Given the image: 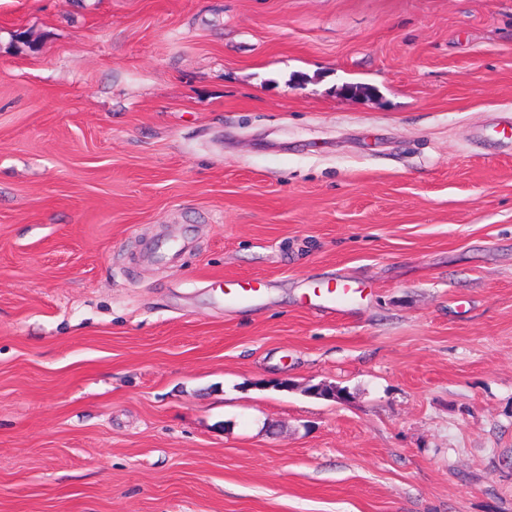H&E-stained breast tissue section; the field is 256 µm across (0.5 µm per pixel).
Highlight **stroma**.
Instances as JSON below:
<instances>
[{"instance_id":"stroma-1","label":"stroma","mask_w":512,"mask_h":512,"mask_svg":"<svg viewBox=\"0 0 512 512\" xmlns=\"http://www.w3.org/2000/svg\"><path fill=\"white\" fill-rule=\"evenodd\" d=\"M507 121L512 0H0V512H512ZM224 303L235 305L251 303L260 299L265 292L264 282L258 278L248 280L224 279L218 282ZM353 293L354 289L345 283L334 287L316 286L311 289L309 300L313 306L336 311V305L346 301Z\"/></svg>"}]
</instances>
